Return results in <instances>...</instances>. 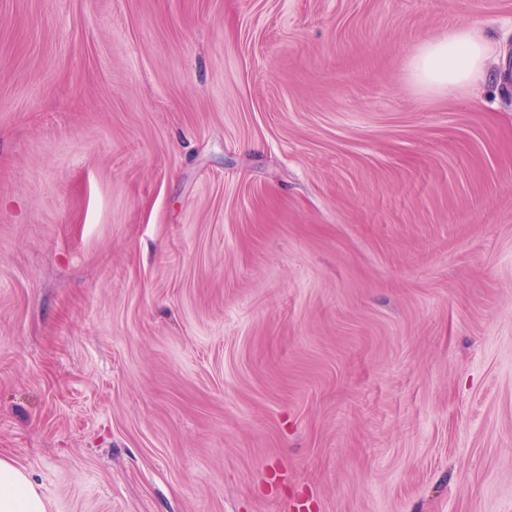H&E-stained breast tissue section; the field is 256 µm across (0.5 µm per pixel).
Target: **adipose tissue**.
Masks as SVG:
<instances>
[{
  "mask_svg": "<svg viewBox=\"0 0 512 512\" xmlns=\"http://www.w3.org/2000/svg\"><path fill=\"white\" fill-rule=\"evenodd\" d=\"M495 52L479 28L464 25L423 44L411 70L422 86L459 90L485 78ZM0 512H46L28 473L5 458H0Z\"/></svg>",
  "mask_w": 512,
  "mask_h": 512,
  "instance_id": "obj_1",
  "label": "adipose tissue"
}]
</instances>
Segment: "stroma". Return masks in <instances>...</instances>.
I'll return each mask as SVG.
<instances>
[{
    "mask_svg": "<svg viewBox=\"0 0 512 512\" xmlns=\"http://www.w3.org/2000/svg\"><path fill=\"white\" fill-rule=\"evenodd\" d=\"M512 0H0V457L47 512H512ZM495 52L479 28L464 25L423 44L412 58L411 70L422 86L459 90L485 78Z\"/></svg>",
    "mask_w": 512,
    "mask_h": 512,
    "instance_id": "1",
    "label": "stroma"
}]
</instances>
